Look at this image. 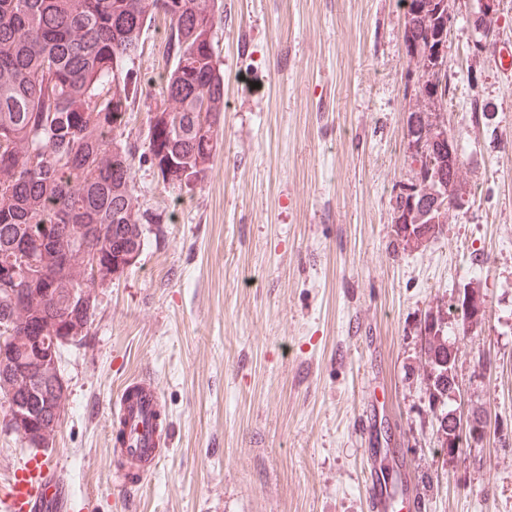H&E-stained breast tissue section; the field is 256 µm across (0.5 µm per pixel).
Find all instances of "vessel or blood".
<instances>
[{
	"label": "vessel or blood",
	"mask_w": 512,
	"mask_h": 512,
	"mask_svg": "<svg viewBox=\"0 0 512 512\" xmlns=\"http://www.w3.org/2000/svg\"><path fill=\"white\" fill-rule=\"evenodd\" d=\"M162 399L157 384L135 377L124 386L114 406V418L123 430L118 449L126 469L117 473L121 486L138 484L154 473L163 434L159 425ZM367 494L372 512H389L391 496L386 475L370 471ZM6 512H68L70 501L48 465L42 464L15 477L4 494Z\"/></svg>",
	"instance_id": "vessel-or-blood-1"
}]
</instances>
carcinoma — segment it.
I'll use <instances>...</instances> for the list:
<instances>
[{
    "label": "carcinoma",
    "instance_id": "1",
    "mask_svg": "<svg viewBox=\"0 0 512 512\" xmlns=\"http://www.w3.org/2000/svg\"><path fill=\"white\" fill-rule=\"evenodd\" d=\"M214 0H0V261L19 249L32 254L20 299L0 293V328L10 332L12 353L31 358L27 326L40 323L59 350L80 347L87 333L62 342L69 329L91 325L96 290L124 272L131 248L143 249L145 215L135 196L136 149L112 148L136 102L138 81L128 68L143 49L144 34L158 14L170 17L165 38L173 66L155 95L167 121L156 123L144 158L173 159L188 169L175 182L188 188L204 177L211 152L204 132L220 124L224 74L214 71L211 30ZM407 53L418 55L422 82L404 95L414 100L406 121L409 183L419 184L415 207L395 205L391 252L445 234L450 211L463 204L462 163L448 154L443 103L448 86L433 96L439 77L427 62L428 46L448 43L443 0H398ZM443 194L448 207L432 211ZM97 251L101 266L86 271L83 253ZM81 295L72 299L70 289ZM474 296L437 310L424 322V369L436 439L448 451V315H469ZM0 397L32 407L39 423L53 421L67 404L55 375L37 381L0 365Z\"/></svg>",
    "mask_w": 512,
    "mask_h": 512
}]
</instances>
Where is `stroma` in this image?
<instances>
[{"label":"stroma","mask_w":512,"mask_h":512,"mask_svg":"<svg viewBox=\"0 0 512 512\" xmlns=\"http://www.w3.org/2000/svg\"><path fill=\"white\" fill-rule=\"evenodd\" d=\"M476 0L448 32V132L462 207L444 238L398 255L395 186L409 176V57L397 0H223L222 147L193 190L135 165L146 245L97 292L52 448L0 428V493L49 462L72 512H370L367 459L394 473L396 512H512V0L477 52ZM156 16L132 69L124 141L143 146L172 66ZM471 293L450 405L495 432L480 463L440 452L421 327ZM160 389L171 443L133 490L116 484L109 419L126 381Z\"/></svg>","instance_id":"stroma-1"}]
</instances>
